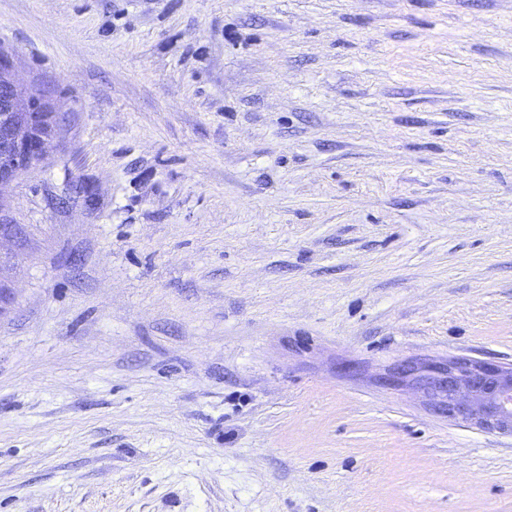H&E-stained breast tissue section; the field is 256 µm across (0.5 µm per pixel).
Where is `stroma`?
<instances>
[{"instance_id": "obj_1", "label": "stroma", "mask_w": 512, "mask_h": 512, "mask_svg": "<svg viewBox=\"0 0 512 512\" xmlns=\"http://www.w3.org/2000/svg\"><path fill=\"white\" fill-rule=\"evenodd\" d=\"M60 116L0 187V512H512V0H0ZM388 389L423 394L438 414L512 436V365L468 357L411 359L379 374Z\"/></svg>"}]
</instances>
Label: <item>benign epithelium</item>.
<instances>
[{"label":"benign epithelium","mask_w":512,"mask_h":512,"mask_svg":"<svg viewBox=\"0 0 512 512\" xmlns=\"http://www.w3.org/2000/svg\"><path fill=\"white\" fill-rule=\"evenodd\" d=\"M0 55V186L40 161L55 134L43 127L39 102L11 77ZM378 383L423 394L438 414L512 435V365L468 357L411 359L384 369Z\"/></svg>","instance_id":"1"}]
</instances>
